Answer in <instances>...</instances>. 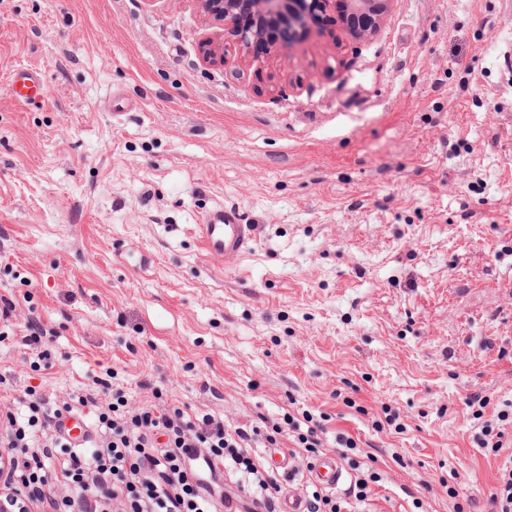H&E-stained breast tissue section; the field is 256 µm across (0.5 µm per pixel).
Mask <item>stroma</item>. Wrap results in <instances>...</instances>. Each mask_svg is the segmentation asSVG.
<instances>
[{"label": "stroma", "mask_w": 512, "mask_h": 512, "mask_svg": "<svg viewBox=\"0 0 512 512\" xmlns=\"http://www.w3.org/2000/svg\"><path fill=\"white\" fill-rule=\"evenodd\" d=\"M22 67L40 104L11 99ZM218 204L258 227L241 260L200 252ZM510 274L512 0H387L372 34L309 21L254 56L199 0H0V404L107 376L135 406L307 411L373 459L356 512H484ZM10 90L14 100L20 105L43 98L44 83L36 69L15 70L11 75ZM27 334L22 338L24 346L36 353L38 358L44 362V368L50 367L51 352L46 348V342L42 340L46 336H53V331L43 326L36 317H31L26 325ZM504 438L505 432L503 430L499 428L496 430L491 424H485L475 440L478 447L484 448L496 455L505 448Z\"/></svg>", "instance_id": "obj_1"}]
</instances>
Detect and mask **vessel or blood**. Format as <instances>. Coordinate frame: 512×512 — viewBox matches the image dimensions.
<instances>
[{"label": "vessel or blood", "mask_w": 512, "mask_h": 512, "mask_svg": "<svg viewBox=\"0 0 512 512\" xmlns=\"http://www.w3.org/2000/svg\"><path fill=\"white\" fill-rule=\"evenodd\" d=\"M10 90L21 105L41 99L44 83L40 72L32 68L14 71ZM255 231V225L244 223L238 210L221 205L206 210L195 227L202 255H221L228 259L238 258L249 249ZM63 428L67 438L76 445L84 443L90 433L87 420L80 414L66 417ZM305 476L319 488L333 491L345 483L347 472L337 454L326 453L311 461Z\"/></svg>", "instance_id": "obj_1"}]
</instances>
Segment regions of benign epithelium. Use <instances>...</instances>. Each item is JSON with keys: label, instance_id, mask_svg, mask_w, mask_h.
<instances>
[{"label": "benign epithelium", "instance_id": "1", "mask_svg": "<svg viewBox=\"0 0 512 512\" xmlns=\"http://www.w3.org/2000/svg\"><path fill=\"white\" fill-rule=\"evenodd\" d=\"M205 14L227 22V33L246 50H251L258 27L278 24L289 31L304 25L312 13L327 15L333 10L356 37L376 28L386 0H200Z\"/></svg>", "mask_w": 512, "mask_h": 512}]
</instances>
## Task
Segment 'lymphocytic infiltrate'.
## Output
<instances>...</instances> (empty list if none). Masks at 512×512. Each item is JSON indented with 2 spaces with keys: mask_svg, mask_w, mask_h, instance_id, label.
Masks as SVG:
<instances>
[{
  "mask_svg": "<svg viewBox=\"0 0 512 512\" xmlns=\"http://www.w3.org/2000/svg\"><path fill=\"white\" fill-rule=\"evenodd\" d=\"M96 408L95 438L73 449L59 431L63 414ZM293 434L291 454L306 462L322 453L319 425H232L201 411L154 404L130 407L108 383L48 405L30 397L26 413L0 409V447L6 451L12 486L26 512H240L237 498L215 494L210 484L228 475L258 512H279L283 489L262 448H272L282 430ZM339 455L354 473L344 496L301 486L307 512H351L352 502L373 493L379 475L354 458L357 442L341 434Z\"/></svg>",
  "mask_w": 512,
  "mask_h": 512,
  "instance_id": "f902f5d3",
  "label": "lymphocytic infiltrate"
}]
</instances>
